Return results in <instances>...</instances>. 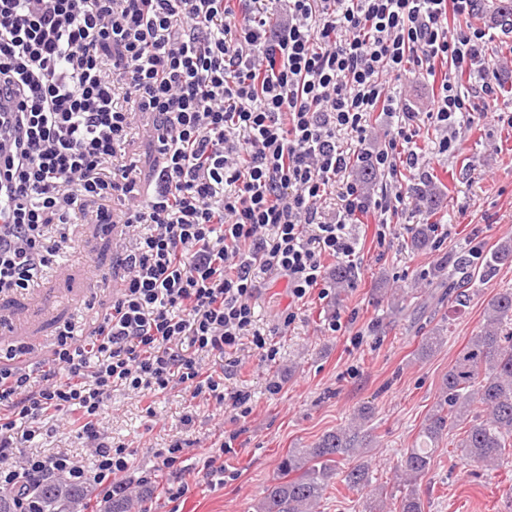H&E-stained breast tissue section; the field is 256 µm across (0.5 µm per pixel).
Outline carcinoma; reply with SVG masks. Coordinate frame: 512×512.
<instances>
[{"label": "carcinoma", "mask_w": 512, "mask_h": 512, "mask_svg": "<svg viewBox=\"0 0 512 512\" xmlns=\"http://www.w3.org/2000/svg\"><path fill=\"white\" fill-rule=\"evenodd\" d=\"M434 233V225H422L411 246L427 248ZM508 264H512V238L497 242L479 264L470 254L460 253L452 265L461 277L448 284V300L457 306L466 304L472 273L489 278ZM445 340L442 329H434L423 338L419 354L430 355ZM372 416V407L362 406L354 424L324 433L309 448L288 451L278 466L279 481L265 489L256 512H311L335 479L352 491L368 488L371 479L367 464L344 470L340 463L371 447L373 439L366 425ZM462 425L465 430L457 444L461 455L490 467L512 464V288L500 289L490 300L486 324L471 337L442 378L440 399L422 426L419 441L402 457L404 482L410 485L424 476L436 443ZM26 486L39 503L38 512H78L87 505L84 489L62 481H28ZM396 512H426L425 503L410 487L402 492Z\"/></svg>", "instance_id": "obj_1"}]
</instances>
